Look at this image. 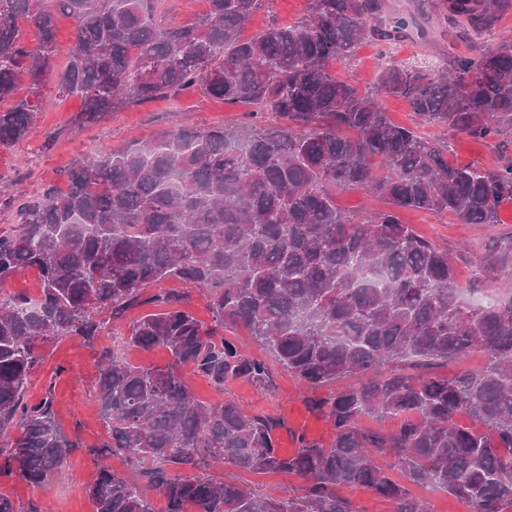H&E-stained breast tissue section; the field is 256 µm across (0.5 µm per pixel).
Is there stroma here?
<instances>
[{
  "label": "stroma",
  "mask_w": 512,
  "mask_h": 512,
  "mask_svg": "<svg viewBox=\"0 0 512 512\" xmlns=\"http://www.w3.org/2000/svg\"><path fill=\"white\" fill-rule=\"evenodd\" d=\"M450 38L436 29L431 44L405 42L399 45L360 44L352 58H340L331 64L339 77H355L360 87L371 86L378 72L391 62L436 71L448 58ZM80 108L76 97L59 98L54 84H47L36 114L35 130L30 138L10 149H0V231L15 222L7 200H18L38 192L46 184L60 181V173L71 162L87 154L106 153L122 144L154 136L162 130L194 127L200 130L224 126L246 128L253 119L247 109L231 108L195 92L176 98L133 106L115 113L93 126L64 130L63 125ZM449 161L474 163L485 168L503 165L504 159L495 146L460 137L448 140ZM401 217L434 243L448 248L468 244L473 257L481 253L486 230L478 224H456L449 216L405 211ZM472 259L457 263L459 285H466L474 269ZM128 334L127 324H105L95 341L87 344L76 337L55 340L43 350V362L31 376L26 400L38 402L52 394L56 418L67 434L78 436L82 452L72 455L53 475L47 488H36L21 478H0V493L11 497L18 507L35 504L40 512H92L86 489L98 477V464L89 455L91 447L101 445L106 430L99 418L95 399L98 364L103 351L122 346ZM227 338L241 345L250 355L263 360L269 369L266 383L235 381L216 391L205 379L184 369L183 376L200 400L219 403L234 399L245 412H259L279 418L283 426L276 430V442L282 450L293 451L295 434L326 443L333 437L331 424L312 412L307 401L325 396L327 388L310 389L284 371L276 360L242 327H229ZM211 475L245 483L258 493L275 491L281 496H300V484L288 475H262L232 465H216Z\"/></svg>",
  "instance_id": "35a3bbf8"
}]
</instances>
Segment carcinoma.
<instances>
[{"label":"carcinoma","mask_w":512,"mask_h":512,"mask_svg":"<svg viewBox=\"0 0 512 512\" xmlns=\"http://www.w3.org/2000/svg\"><path fill=\"white\" fill-rule=\"evenodd\" d=\"M266 0H208L187 23L158 0H0V148L34 131L42 88L58 53L56 16L76 21L57 94L81 108L65 129L92 125L130 105L187 91L252 108L275 126L181 128L91 154L19 202V223L0 232V284L29 269L40 293L0 295V477L45 488L83 449L57 423L51 393L24 394L40 350L140 304L164 308L130 325L125 344L161 346L165 366L105 352L95 386L108 440L88 449L106 460L87 495L93 512H360L344 495L363 487L389 512H431L412 491L444 488L468 512H512V232L482 247L467 287L448 250L400 221L399 209L448 214L458 224H497L512 204V159L496 169L448 162V144L421 129L512 150V38L484 44L512 16V0H412L397 16L387 0H307L290 25L243 30ZM464 45L437 72L388 64L376 91L330 71L363 42H423L430 17ZM38 31L23 42L20 20ZM28 95L14 99L17 82ZM405 99L414 124L393 123L383 98ZM368 190L391 205L365 218L343 213L336 191ZM176 278L209 292L212 324L186 308L190 293L145 295ZM239 325L289 374L316 389L310 400L334 438L304 435L284 454L278 420L226 400H198L189 367L216 389L264 383L268 369L224 337ZM487 359L479 372L412 376L408 365ZM467 415L473 426L457 422ZM366 416L398 420L384 432ZM395 460L399 476L380 458ZM122 458L135 479L107 460ZM232 464L288 474L302 497L262 495L208 475Z\"/></svg>","instance_id":"carcinoma-1"}]
</instances>
